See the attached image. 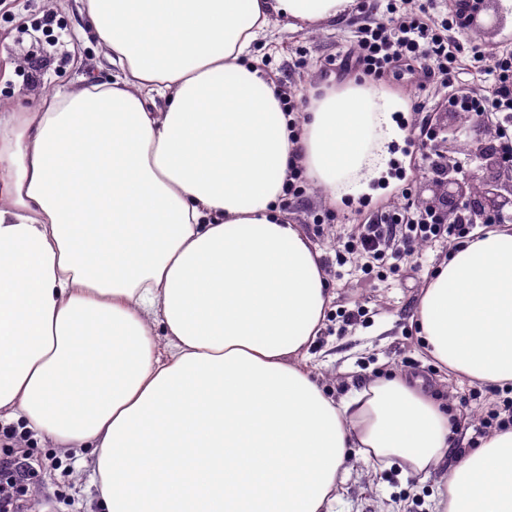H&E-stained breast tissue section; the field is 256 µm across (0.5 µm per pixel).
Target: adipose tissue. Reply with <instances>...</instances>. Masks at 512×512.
I'll return each instance as SVG.
<instances>
[{
    "label": "adipose tissue",
    "mask_w": 512,
    "mask_h": 512,
    "mask_svg": "<svg viewBox=\"0 0 512 512\" xmlns=\"http://www.w3.org/2000/svg\"><path fill=\"white\" fill-rule=\"evenodd\" d=\"M351 2L82 0L123 78L0 113V420L90 449L105 512H333L349 449L424 474L448 453L417 388L335 399L306 365L333 296L283 186L367 191L400 103L350 84L287 114L250 53ZM414 320L442 367L512 385V225L451 247ZM435 508L512 512V428Z\"/></svg>",
    "instance_id": "obj_1"
}]
</instances>
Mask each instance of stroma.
<instances>
[{
    "label": "stroma",
    "instance_id": "obj_1",
    "mask_svg": "<svg viewBox=\"0 0 512 512\" xmlns=\"http://www.w3.org/2000/svg\"><path fill=\"white\" fill-rule=\"evenodd\" d=\"M385 9V0H353L349 11L336 20L295 32L271 21L251 55L280 90L307 95L321 86H337L331 58L351 49L374 12ZM120 74L108 50L98 44L79 0H5L0 5L1 111L25 112L59 91L111 82ZM380 86L399 97L405 109L393 115L402 136L389 143L386 169L369 192L334 201L311 185L284 211L322 251L334 296L331 313L310 349L315 381L336 398L377 378H420L456 422L450 430L447 463L425 476L397 464L367 465L357 452H350L349 475L334 512H433L449 464L489 436L481 403L494 394L489 386H475L438 367L411 322L426 275L458 244L457 234L429 241L417 253L384 264L356 256L343 262L336 259L358 225L384 211L413 207L416 194L432 196L421 190L419 181L431 174L433 160L423 146L409 144L405 134L425 129L428 112L446 102L449 89L406 66L389 72ZM417 99L426 102V111L413 110ZM465 397L470 400L466 406L461 403ZM14 453L41 462L22 485L28 502L41 503L59 492L64 497L57 505L59 512H101L89 450L77 455L37 438L31 446H16Z\"/></svg>",
    "mask_w": 512,
    "mask_h": 512
}]
</instances>
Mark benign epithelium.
I'll list each match as a JSON object with an SVG mask.
<instances>
[{
    "label": "benign epithelium",
    "mask_w": 512,
    "mask_h": 512,
    "mask_svg": "<svg viewBox=\"0 0 512 512\" xmlns=\"http://www.w3.org/2000/svg\"><path fill=\"white\" fill-rule=\"evenodd\" d=\"M493 0H457L456 19L467 33L485 35L501 25ZM426 148L437 156L434 176L424 177L431 199L417 202L434 224H511L512 161L499 145L501 126L491 113L444 112L435 122Z\"/></svg>",
    "instance_id": "1"
}]
</instances>
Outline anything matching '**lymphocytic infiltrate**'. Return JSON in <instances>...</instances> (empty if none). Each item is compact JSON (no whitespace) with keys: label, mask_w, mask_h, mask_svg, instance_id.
Instances as JSON below:
<instances>
[{"label":"lymphocytic infiltrate","mask_w":512,"mask_h":512,"mask_svg":"<svg viewBox=\"0 0 512 512\" xmlns=\"http://www.w3.org/2000/svg\"><path fill=\"white\" fill-rule=\"evenodd\" d=\"M384 18L373 19L360 31L353 51L342 56L336 66L338 76L356 74L375 82L391 69L411 62L430 77L449 81L460 69L463 45L452 36V17L439 20L421 14L396 19L395 4H388ZM484 73L488 92L480 99L467 102V112L505 114L512 123V53L488 61ZM447 224L412 223L410 214H386L363 225L357 239L349 241V249L369 258L381 259L382 245L393 244L404 252L415 251L422 242L451 233Z\"/></svg>","instance_id":"1"}]
</instances>
